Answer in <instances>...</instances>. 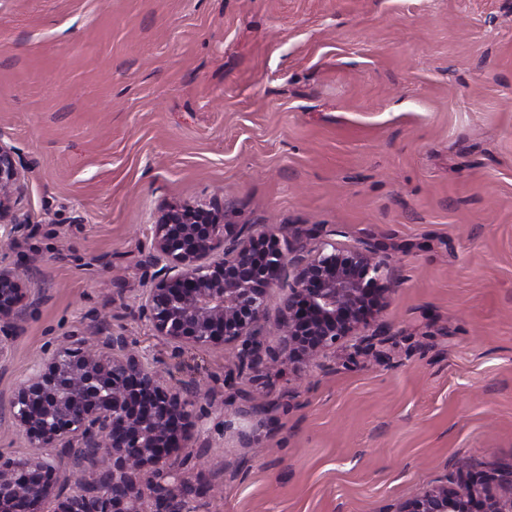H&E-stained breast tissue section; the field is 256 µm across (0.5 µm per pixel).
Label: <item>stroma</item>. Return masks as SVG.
Returning a JSON list of instances; mask_svg holds the SVG:
<instances>
[{
  "label": "stroma",
  "mask_w": 512,
  "mask_h": 512,
  "mask_svg": "<svg viewBox=\"0 0 512 512\" xmlns=\"http://www.w3.org/2000/svg\"><path fill=\"white\" fill-rule=\"evenodd\" d=\"M0 140L25 166L0 265L37 307L0 364V449L29 452L15 387L64 336L124 334L199 383L208 486L189 512H383L458 466L512 468V0H0ZM345 231L399 286L379 356L300 373L175 348L138 316L170 204ZM274 405L262 452L224 433Z\"/></svg>",
  "instance_id": "obj_1"
}]
</instances>
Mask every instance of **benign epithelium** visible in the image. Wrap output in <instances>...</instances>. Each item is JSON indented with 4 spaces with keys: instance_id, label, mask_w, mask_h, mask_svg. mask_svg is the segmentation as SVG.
<instances>
[{
    "instance_id": "obj_1",
    "label": "benign epithelium",
    "mask_w": 512,
    "mask_h": 512,
    "mask_svg": "<svg viewBox=\"0 0 512 512\" xmlns=\"http://www.w3.org/2000/svg\"><path fill=\"white\" fill-rule=\"evenodd\" d=\"M24 182L17 150L0 140V224L25 227L16 217ZM340 235L330 230L309 248L289 240L283 225L255 230L226 224L204 205H170L153 227L156 270L139 317L178 346H235L239 367L258 375L313 362L348 341L351 357L368 355L383 335L379 320L395 282L373 244L348 245ZM287 269L293 279L272 349L265 345L266 302ZM33 305L27 271L0 267V364ZM205 398L195 386L169 384L123 335L96 346L83 335L65 337L13 392V425L32 452L19 458L0 451V512H44L47 503L51 512H184L198 489L171 457L177 448L187 449V462L198 457L193 439L207 414ZM272 423L243 405L227 415L224 432L250 448ZM64 455L92 478H74ZM493 481L460 466L454 480L386 512H512V495L493 492Z\"/></svg>"
}]
</instances>
